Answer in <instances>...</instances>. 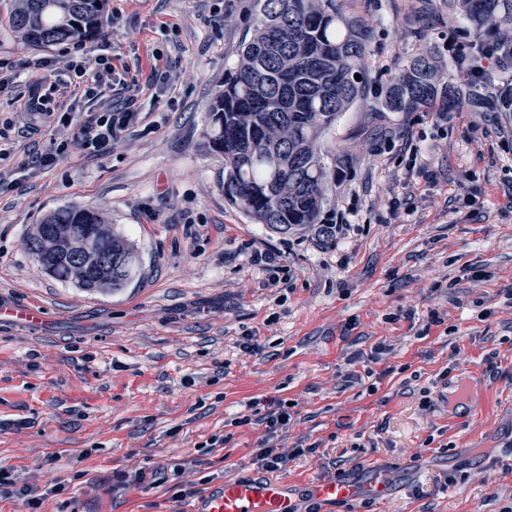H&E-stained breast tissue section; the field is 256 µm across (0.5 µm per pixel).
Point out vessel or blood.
<instances>
[{"mask_svg":"<svg viewBox=\"0 0 512 512\" xmlns=\"http://www.w3.org/2000/svg\"><path fill=\"white\" fill-rule=\"evenodd\" d=\"M391 491L383 474L362 481L351 475L307 483L303 494H296L283 478L232 480L213 486L189 504L185 512H300L301 501L325 506L353 504L379 499Z\"/></svg>","mask_w":512,"mask_h":512,"instance_id":"vessel-or-blood-1","label":"vessel or blood"}]
</instances>
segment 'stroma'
Listing matches in <instances>:
<instances>
[{
	"instance_id": "obj_1",
	"label": "stroma",
	"mask_w": 512,
	"mask_h": 512,
	"mask_svg": "<svg viewBox=\"0 0 512 512\" xmlns=\"http://www.w3.org/2000/svg\"><path fill=\"white\" fill-rule=\"evenodd\" d=\"M107 7L108 26L80 47L111 56L138 111L92 151L76 127H22L32 59H50L60 110L94 112L102 99L68 81L79 46L28 45L0 0V60L15 73L0 90V301L41 315L0 320V467L67 485L41 512H180L174 465L207 458L195 483L258 476L264 429L239 419L285 399L284 446L316 448L281 470L292 483L382 469L392 494L356 512H512V109L500 104L512 64L462 80L468 23L449 0H340L371 53L364 101L324 138L336 179L322 222L341 213L351 230L321 242L313 224L280 234L253 223L225 198L224 161L204 145L206 105L252 34L254 0ZM421 47L452 75L460 107L383 109L382 87ZM53 142L66 146L60 161L33 168ZM74 204L102 208L136 246L142 271L126 288L51 279L28 252L33 226ZM263 249L275 256L266 269L249 261ZM246 329L258 353L240 350ZM378 344L374 376L344 384ZM464 373L484 389L460 422L447 394ZM216 436L223 445L206 451ZM139 469L143 483L113 493V472Z\"/></svg>"
}]
</instances>
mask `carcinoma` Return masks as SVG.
Here are the masks:
<instances>
[{
	"label": "carcinoma",
	"mask_w": 512,
	"mask_h": 512,
	"mask_svg": "<svg viewBox=\"0 0 512 512\" xmlns=\"http://www.w3.org/2000/svg\"><path fill=\"white\" fill-rule=\"evenodd\" d=\"M9 22L35 47L79 42L108 25L107 0H13ZM473 36L487 30L512 42V0H458ZM257 21L238 62L208 104V149L224 158V195L256 224L286 233L320 223L336 173L323 161V138L342 112L364 96L368 34L342 14L337 0H256ZM361 79H356L355 75ZM459 104L448 74L419 51L382 94L389 112H414L438 97ZM61 237L48 261L43 236ZM90 252L112 251V272L80 273L69 238ZM27 249L44 272L86 291H119L141 264L134 244L96 207L73 205L47 215Z\"/></svg>",
	"instance_id": "1"
}]
</instances>
